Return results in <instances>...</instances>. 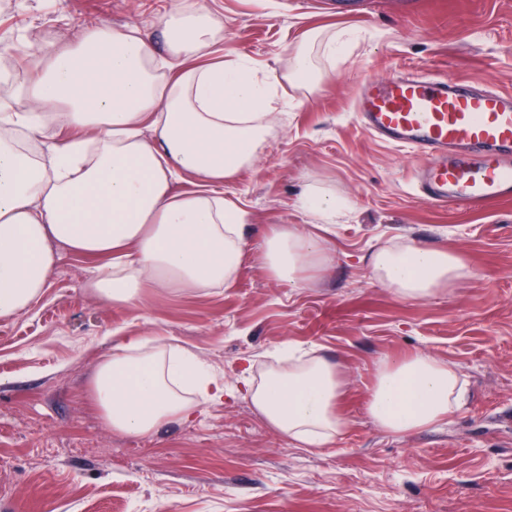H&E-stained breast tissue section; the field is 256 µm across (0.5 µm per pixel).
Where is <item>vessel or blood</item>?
<instances>
[{
  "mask_svg": "<svg viewBox=\"0 0 512 512\" xmlns=\"http://www.w3.org/2000/svg\"><path fill=\"white\" fill-rule=\"evenodd\" d=\"M357 110L368 132L421 158L423 199L459 207L512 201V94L399 73L366 82Z\"/></svg>",
  "mask_w": 512,
  "mask_h": 512,
  "instance_id": "obj_1",
  "label": "vessel or blood"
}]
</instances>
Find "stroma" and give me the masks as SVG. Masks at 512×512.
Instances as JSON below:
<instances>
[{
	"mask_svg": "<svg viewBox=\"0 0 512 512\" xmlns=\"http://www.w3.org/2000/svg\"><path fill=\"white\" fill-rule=\"evenodd\" d=\"M224 23L225 61L283 72L314 28L346 33L318 57L316 90L283 83L288 122L254 165L224 187L246 213L234 283L201 294L113 306L87 286L84 260L63 254L43 296L0 319V512H512V201L452 207L419 199L421 161L364 131L354 112L367 79L396 71L450 75L512 93V0H201ZM173 0H0V60L17 76L21 43H60L84 28L149 26L164 48ZM334 193L325 224L300 202ZM295 224L327 239L330 266L302 287L273 280L266 231ZM444 247L471 277L406 301L368 263L387 243ZM169 336L232 385L259 375L289 343L319 345L348 381L346 433L297 448L245 400L205 402L188 423L152 435L110 430L88 380L123 337ZM418 353L467 383L448 419L405 435L380 429L365 402L382 360Z\"/></svg>",
	"mask_w": 512,
	"mask_h": 512,
	"instance_id": "1",
	"label": "stroma"
}]
</instances>
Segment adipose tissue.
Returning <instances> with one entry per match:
<instances>
[{"label": "adipose tissue", "instance_id": "obj_1", "mask_svg": "<svg viewBox=\"0 0 512 512\" xmlns=\"http://www.w3.org/2000/svg\"><path fill=\"white\" fill-rule=\"evenodd\" d=\"M163 24L166 52L139 23L92 25L70 41L25 46V80H0V318L41 297L63 250L87 262L89 287L116 306L148 289L202 293L237 277L245 212L224 185L252 165L281 120L272 90L310 74L315 42L331 58L342 43L310 31L287 73L259 77L219 58L224 27L199 0H175ZM178 173L194 178L193 190H173ZM261 256L273 279L294 288L304 268L333 260L321 238L293 224L274 225ZM370 272L409 301L471 275L458 254L409 244L380 248ZM345 386L340 363L317 345L227 387L190 348L130 336L98 364L89 391L107 426L125 435L191 420L201 402L239 395L296 447L321 448L349 426ZM465 394L452 365L416 354L379 365L367 412L381 429L405 434L444 422Z\"/></svg>", "mask_w": 512, "mask_h": 512}]
</instances>
